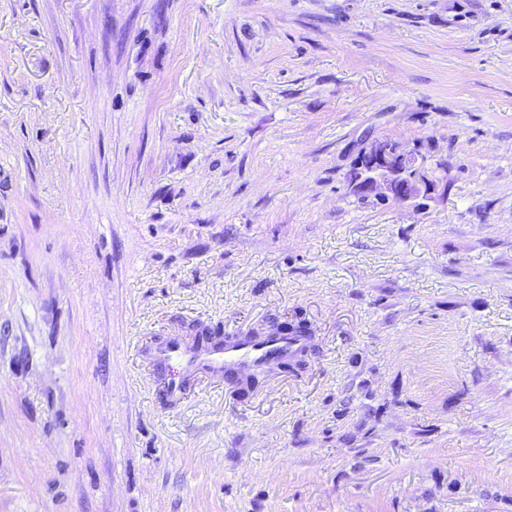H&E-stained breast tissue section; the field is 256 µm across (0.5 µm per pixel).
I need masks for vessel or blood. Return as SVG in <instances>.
Listing matches in <instances>:
<instances>
[{
  "instance_id": "b4317fda",
  "label": "vessel or blood",
  "mask_w": 512,
  "mask_h": 512,
  "mask_svg": "<svg viewBox=\"0 0 512 512\" xmlns=\"http://www.w3.org/2000/svg\"><path fill=\"white\" fill-rule=\"evenodd\" d=\"M305 345L304 337L282 334L259 338L228 336L205 344L173 335L155 347L153 360L165 375L167 397L176 402L186 394L187 379L197 373L239 379L253 370L296 356Z\"/></svg>"
}]
</instances>
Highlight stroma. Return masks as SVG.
Here are the masks:
<instances>
[{
    "label": "stroma",
    "instance_id": "35a3bbf8",
    "mask_svg": "<svg viewBox=\"0 0 512 512\" xmlns=\"http://www.w3.org/2000/svg\"><path fill=\"white\" fill-rule=\"evenodd\" d=\"M0 512H512V0H0ZM395 157L414 169L411 178L394 181L389 165ZM355 164L368 169L363 183L365 196L378 200L410 202L419 207L420 200L437 187L425 157L415 151H405L400 144L392 148L384 139L368 140L356 156ZM306 327L298 324L291 333L302 336L268 335L224 336V341L196 343L187 336H168L153 351L155 366L166 374L164 388L170 401H180L186 394V381L198 372L211 376L243 378L254 369L266 368L296 356L305 348Z\"/></svg>",
    "mask_w": 512,
    "mask_h": 512
}]
</instances>
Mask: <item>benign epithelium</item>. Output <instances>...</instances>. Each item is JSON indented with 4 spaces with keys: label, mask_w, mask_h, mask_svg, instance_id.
Wrapping results in <instances>:
<instances>
[{
    "label": "benign epithelium",
    "mask_w": 512,
    "mask_h": 512,
    "mask_svg": "<svg viewBox=\"0 0 512 512\" xmlns=\"http://www.w3.org/2000/svg\"><path fill=\"white\" fill-rule=\"evenodd\" d=\"M355 164L365 167L363 191L382 201L410 202L421 206L420 200L436 190L427 159L402 146H388L384 139L367 141L355 158Z\"/></svg>",
    "instance_id": "7a95c632"
}]
</instances>
